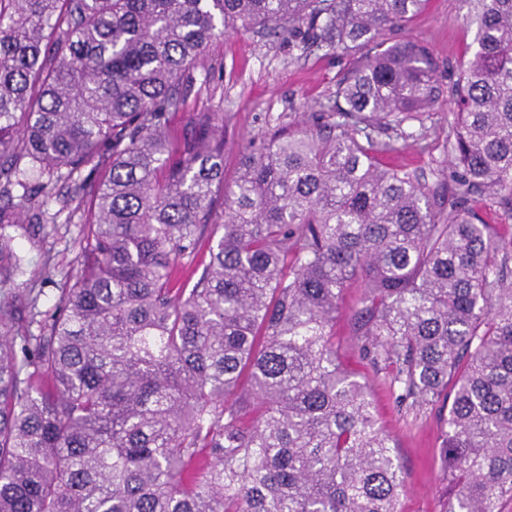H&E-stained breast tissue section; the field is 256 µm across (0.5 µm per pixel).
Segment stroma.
Segmentation results:
<instances>
[{"instance_id": "1", "label": "stroma", "mask_w": 512, "mask_h": 512, "mask_svg": "<svg viewBox=\"0 0 512 512\" xmlns=\"http://www.w3.org/2000/svg\"><path fill=\"white\" fill-rule=\"evenodd\" d=\"M460 0H428L397 39L427 43L439 63L442 84L457 77V63L470 58L474 34L463 24ZM351 59L319 50H301L287 37L269 38L254 31L228 33L214 39L205 49L200 65L187 86V107L171 117L172 128L181 135L192 128L196 112H217L224 117V164L226 180L236 176L238 153L248 142L259 140L275 128L311 120L313 113L328 106L337 80ZM447 100H440L429 124L428 140L433 148H407L392 156L394 165L432 183L441 172L451 171L452 162L443 151L448 134ZM71 189L61 185L48 209L55 222L35 224L31 215L17 216L24 229L17 245L27 260L26 276L41 288L43 309H51L66 274L76 273V238L80 216L74 211ZM50 255L54 273L40 265ZM336 358L339 364L368 382L374 416L381 429L394 440L405 489L400 512H441L443 471L439 459L441 419L438 410L417 412L401 409L388 383L360 359L348 312L336 319Z\"/></svg>"}]
</instances>
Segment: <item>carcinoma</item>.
Returning a JSON list of instances; mask_svg holds the SVG:
<instances>
[{
    "mask_svg": "<svg viewBox=\"0 0 512 512\" xmlns=\"http://www.w3.org/2000/svg\"><path fill=\"white\" fill-rule=\"evenodd\" d=\"M425 2L0 0V284L7 209L41 222L64 183L82 212L53 311L33 287L10 292L26 323L0 305V512H399L391 439L336 358L355 283L360 355L406 409L451 404L443 512L512 500V241L471 207L512 219V0H462L474 49L446 89L424 42L381 39ZM256 28L356 58L227 184L224 119L175 137L170 115L207 45ZM445 94L442 186L384 166L426 148Z\"/></svg>",
    "mask_w": 512,
    "mask_h": 512,
    "instance_id": "1",
    "label": "carcinoma"
}]
</instances>
